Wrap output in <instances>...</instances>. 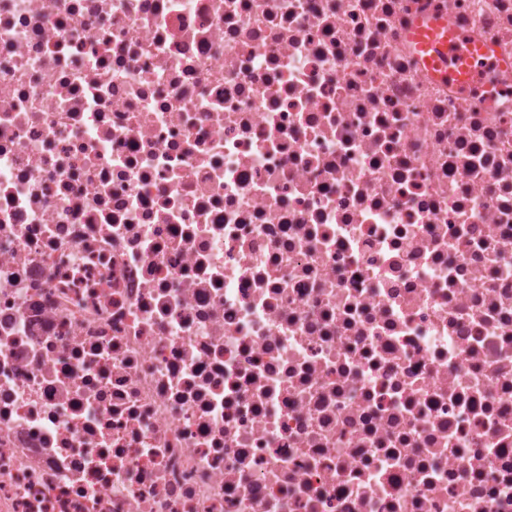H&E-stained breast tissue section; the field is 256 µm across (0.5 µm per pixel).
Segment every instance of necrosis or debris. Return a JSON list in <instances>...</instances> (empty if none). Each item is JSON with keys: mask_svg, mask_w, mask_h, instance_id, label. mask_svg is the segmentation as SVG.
<instances>
[{"mask_svg": "<svg viewBox=\"0 0 512 512\" xmlns=\"http://www.w3.org/2000/svg\"><path fill=\"white\" fill-rule=\"evenodd\" d=\"M0 512H512V0H0ZM410 40L426 54L423 60L431 74L441 79H448L449 76L458 81L464 80L468 70L459 64L483 52L474 46H464L463 42L453 44L448 36V22L443 20H431L426 27L417 23L412 29ZM451 64L454 65L453 69Z\"/></svg>", "mask_w": 512, "mask_h": 512, "instance_id": "obj_1", "label": "necrosis or debris"}]
</instances>
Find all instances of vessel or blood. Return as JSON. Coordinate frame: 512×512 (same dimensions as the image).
<instances>
[{
  "label": "vessel or blood",
  "instance_id": "b4317fda",
  "mask_svg": "<svg viewBox=\"0 0 512 512\" xmlns=\"http://www.w3.org/2000/svg\"><path fill=\"white\" fill-rule=\"evenodd\" d=\"M410 39L424 52V62L431 74L442 79L464 80L468 75L465 61L478 53L476 47L453 44L448 35V24L443 20L416 24Z\"/></svg>",
  "mask_w": 512,
  "mask_h": 512
}]
</instances>
